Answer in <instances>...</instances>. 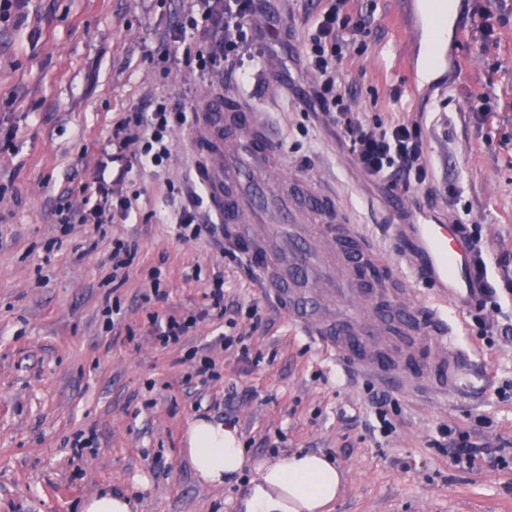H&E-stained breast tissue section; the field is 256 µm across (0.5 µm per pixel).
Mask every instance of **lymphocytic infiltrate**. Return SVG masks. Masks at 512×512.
Segmentation results:
<instances>
[{
	"label": "lymphocytic infiltrate",
	"mask_w": 512,
	"mask_h": 512,
	"mask_svg": "<svg viewBox=\"0 0 512 512\" xmlns=\"http://www.w3.org/2000/svg\"><path fill=\"white\" fill-rule=\"evenodd\" d=\"M348 0H334L318 22L305 54L309 67L318 74L320 87L314 103L336 124L350 143L360 168L371 179L383 183L390 191H409L430 182L431 172L424 161V138L420 125L408 122H375L366 124L354 118L336 86L339 82L337 63L346 43L344 33L349 25L345 13ZM258 8L257 0H190V7L170 37L186 42L197 32L215 31L211 41L197 45L196 66L202 71L236 72L250 52L253 35L247 20ZM186 112L177 106L157 103L151 113L131 112L121 117L112 130L116 159L136 151L152 166L164 168L171 155L168 132L185 124ZM456 230L472 253L475 284L469 303L470 317L479 335L493 338L512 334V329L487 322L488 312L500 311L501 291L488 274L489 256L482 243L481 227L463 221Z\"/></svg>",
	"instance_id": "f902f5d3"
}]
</instances>
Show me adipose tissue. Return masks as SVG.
Wrapping results in <instances>:
<instances>
[{"mask_svg":"<svg viewBox=\"0 0 512 512\" xmlns=\"http://www.w3.org/2000/svg\"><path fill=\"white\" fill-rule=\"evenodd\" d=\"M186 455L203 483L238 482L247 463L237 434L223 425L197 419L190 427ZM343 475L328 457L296 452L257 468L237 512H330Z\"/></svg>","mask_w":512,"mask_h":512,"instance_id":"adipose-tissue-1","label":"adipose tissue"}]
</instances>
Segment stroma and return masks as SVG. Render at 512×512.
Returning a JSON list of instances; mask_svg holds the SVG:
<instances>
[{
    "instance_id": "obj_1",
    "label": "stroma",
    "mask_w": 512,
    "mask_h": 512,
    "mask_svg": "<svg viewBox=\"0 0 512 512\" xmlns=\"http://www.w3.org/2000/svg\"><path fill=\"white\" fill-rule=\"evenodd\" d=\"M406 0H350L365 30L338 67L342 93L361 120L419 122L430 183L392 196L357 165L335 126L309 111L315 77L303 52L328 0H267L257 22L265 47L245 76L209 78L176 63L169 78L148 56L183 15V0H24L0 25V512H79L107 489L136 512H234L247 483L198 480L185 454L192 420L229 421L252 461L320 452L345 473L332 512H512V465H456L436 446L439 427L487 426L479 438L512 457V339L487 342L468 311L451 312L467 356L460 389L427 399L393 391V428L375 432L369 389L381 382L344 372L271 304L242 250L210 233L179 239L175 216L204 196L193 173L188 127L171 134L167 169L133 163L122 192L136 215L81 223L98 197L100 150L122 113L155 99L195 106L219 84L267 112L286 176L333 188L351 221L405 271L397 227L426 214L482 227L497 284L512 280V0H453L459 35L434 75L414 83ZM492 15V29L480 26ZM136 255L112 268V242ZM224 306H257L236 318L248 354L224 348L223 321L197 324L163 347L152 321L207 308L215 275ZM216 378L201 382L202 358ZM237 392L225 414L228 392ZM82 438V451L72 442Z\"/></svg>"
}]
</instances>
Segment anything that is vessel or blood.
I'll return each instance as SVG.
<instances>
[{
    "instance_id": "obj_1",
    "label": "vessel or blood",
    "mask_w": 512,
    "mask_h": 512,
    "mask_svg": "<svg viewBox=\"0 0 512 512\" xmlns=\"http://www.w3.org/2000/svg\"><path fill=\"white\" fill-rule=\"evenodd\" d=\"M191 136L213 223L246 243L265 293L304 336L396 389L456 390L465 355L448 311L465 308L474 284L471 253L453 225H409L406 250L421 273L411 283L343 220L338 196L321 182H294L291 197L275 193L283 156L265 112L241 96L211 93L193 115ZM300 195L320 223H301ZM421 286L441 302L417 299Z\"/></svg>"
}]
</instances>
